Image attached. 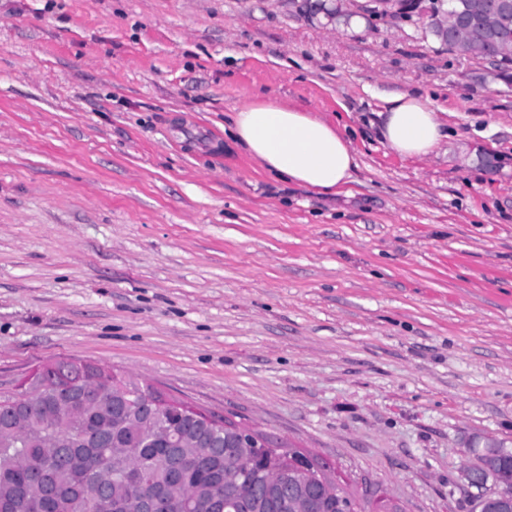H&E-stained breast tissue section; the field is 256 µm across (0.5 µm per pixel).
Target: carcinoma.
Here are the masks:
<instances>
[{"label": "carcinoma", "instance_id": "1", "mask_svg": "<svg viewBox=\"0 0 512 512\" xmlns=\"http://www.w3.org/2000/svg\"><path fill=\"white\" fill-rule=\"evenodd\" d=\"M389 4L382 16L396 17L421 8L424 0H381ZM431 15L441 18L427 29L448 51L467 59L485 60L502 71L512 68V0H429ZM71 365L55 361L37 369L45 382L37 396L27 383L0 393V512H30L28 493L34 480L48 488L44 512H126L125 504L167 480V457L173 444L130 428L125 418L149 399L164 394L137 377L110 370V384L82 386L72 399L76 410L57 417L62 396L55 374ZM208 416L180 403L165 405L155 431L187 436L177 449L180 486L172 494L168 512H210L209 497H233L240 487L270 482L287 490L309 484L322 490L321 480L331 467L313 463L299 451H283L273 443L258 452H246L249 465L238 458L224 459L213 447L232 433H222ZM479 464L473 466L479 488L512 480V448H499V463L488 469L478 448L470 449ZM104 475L111 496L97 495L96 477Z\"/></svg>", "mask_w": 512, "mask_h": 512}]
</instances>
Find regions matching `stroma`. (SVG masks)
I'll list each match as a JSON object with an SVG mask.
<instances>
[{"mask_svg": "<svg viewBox=\"0 0 512 512\" xmlns=\"http://www.w3.org/2000/svg\"><path fill=\"white\" fill-rule=\"evenodd\" d=\"M309 0H0V392L60 359L330 463L402 512H478L512 448V80L428 15ZM448 141L403 159L382 100ZM327 119L337 193L233 142L234 108ZM381 135L384 144L400 157H426L435 153L446 132L438 112L416 91L395 94L385 100ZM470 453L475 454L479 464L473 466L476 477L479 482L478 489L486 488L487 483L492 480L495 489L512 479V448H503L499 446V463L495 469L485 467V457L480 448H471ZM471 467L466 466L462 469V476L468 486L473 487L475 482V473Z\"/></svg>", "mask_w": 512, "mask_h": 512, "instance_id": "obj_1", "label": "stroma"}]
</instances>
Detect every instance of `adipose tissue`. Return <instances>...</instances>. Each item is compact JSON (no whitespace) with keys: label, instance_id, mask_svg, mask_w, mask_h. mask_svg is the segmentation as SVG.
<instances>
[{"label":"adipose tissue","instance_id":"ef3b65f1","mask_svg":"<svg viewBox=\"0 0 512 512\" xmlns=\"http://www.w3.org/2000/svg\"><path fill=\"white\" fill-rule=\"evenodd\" d=\"M381 135L401 157L435 153L448 134L429 101L407 91L386 100ZM232 138L266 169L303 187L333 193L350 182L356 166L349 140L326 120L267 101L235 110Z\"/></svg>","mask_w":512,"mask_h":512}]
</instances>
